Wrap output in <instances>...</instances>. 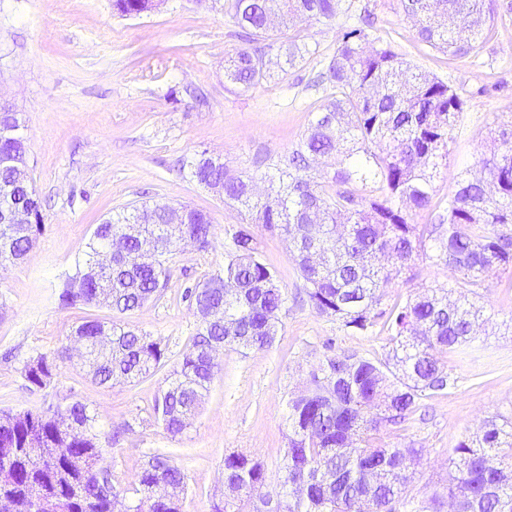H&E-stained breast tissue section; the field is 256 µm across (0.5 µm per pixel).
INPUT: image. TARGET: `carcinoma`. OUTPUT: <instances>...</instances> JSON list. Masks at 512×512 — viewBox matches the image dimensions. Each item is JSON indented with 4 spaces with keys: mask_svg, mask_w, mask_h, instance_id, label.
Listing matches in <instances>:
<instances>
[{
    "mask_svg": "<svg viewBox=\"0 0 512 512\" xmlns=\"http://www.w3.org/2000/svg\"><path fill=\"white\" fill-rule=\"evenodd\" d=\"M162 0H113L122 16L155 11ZM339 0H229L233 22L249 41L267 40L279 27V49L286 76L317 46L305 41L294 24L330 21ZM404 16L420 40L453 57L476 56L495 15L512 12V0H400ZM264 48H239L227 60L224 77L247 90L270 78ZM330 94L314 113L298 147L267 165L261 180L267 193H254L256 177L231 172L201 153L186 162L199 184L237 204L251 223L290 238L292 259L306 293L320 314L358 333L382 325L392 342L384 359L355 353L329 357L313 370L305 388L287 403V448L279 479L284 497L271 503L264 493L265 464L230 453L224 456V490L214 495L212 512H243L257 499L264 512H424L414 493L418 448H401L383 439V431L406 422L418 401L448 388L443 351L464 350L474 340L482 310L468 294L483 287L491 269L512 268V127L492 138L493 149L478 164L483 176H461L456 189L438 206L428 224L409 223L410 213L431 204L434 180L448 158L463 101L446 83L419 70L388 48L372 46L361 28L343 34L326 70ZM340 156L332 172L318 173L311 162ZM27 162V138L19 116L0 130V213L27 208L31 221L15 233L0 223V267L24 260L42 234L40 203L32 181L15 178ZM367 196L357 194V184ZM182 223L169 225L163 239L156 226L167 223L162 205L118 211L97 224L82 263L59 293L65 306L106 305L120 313L142 307L166 288L168 261L190 241L199 250L211 246L210 215L189 205L177 208ZM129 224L139 225L134 235ZM124 237L125 255L96 278L86 269L113 237ZM150 252L154 261L136 265ZM448 267L455 287L435 286L384 305L385 288L416 258ZM183 299L198 317L187 350L156 399L154 413L165 430L183 433L219 366L208 349H263L272 345L286 296L277 272L260 257V242L247 227L237 229L224 271L203 284L187 287ZM106 331L111 343L97 348ZM73 335L89 345L92 378L101 385L138 383L167 362L160 338L96 319L81 322ZM68 346L52 358L27 362L23 377L31 390L50 385ZM96 416L76 401L69 424L59 413L0 410V468L13 467L6 495L12 512H186L187 475L164 455L146 457L131 487L118 488L105 466V449L93 433ZM448 482L453 512H512V421L499 415L485 420L482 438L456 448ZM161 486L172 494L159 498Z\"/></svg>",
    "mask_w": 512,
    "mask_h": 512,
    "instance_id": "cac0c4a2",
    "label": "carcinoma"
}]
</instances>
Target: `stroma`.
Returning a JSON list of instances; mask_svg holds the SVG:
<instances>
[{"label": "stroma", "mask_w": 512, "mask_h": 512, "mask_svg": "<svg viewBox=\"0 0 512 512\" xmlns=\"http://www.w3.org/2000/svg\"><path fill=\"white\" fill-rule=\"evenodd\" d=\"M227 0H165L138 17L116 14L112 0H0V99L26 121L29 173L41 200L44 230L20 264L0 268V408L15 412L66 408L79 401L95 413L96 432L115 484L129 486L144 457L165 454L188 475L186 512H211L223 482L224 457L240 453L267 468L266 490L279 489L286 447V404L326 358L347 352L385 358L387 332L355 333L308 303L286 238L260 225L262 260L281 274L287 303L271 347L226 350L189 429L174 436L154 413L165 371L136 385L97 384L78 361L60 363L51 384L29 391L23 367L73 344V327L98 318L147 331L178 361L198 319L183 300L186 287L224 268V252L246 218L222 195L182 169L201 152L234 172L257 173L265 158L291 153L313 112L326 102L318 81L347 28L370 11L376 46L447 83L464 103L448 159L434 180L435 200L475 168L491 133L512 123V13L499 12L478 55L454 58L417 37L400 0H340L331 21L302 24L318 55L287 78L241 91L224 78V59L244 45ZM188 204L215 227L209 250L181 246L169 260L160 297L119 313L106 306H61L58 294L74 275L96 224L141 204ZM444 266L416 259L389 285L387 302L452 283ZM492 328L468 353H444L450 383L423 400L390 443L421 449L414 488L421 498L445 491L457 443L479 435L487 417L512 419V269H494L475 299Z\"/></svg>", "instance_id": "1"}]
</instances>
